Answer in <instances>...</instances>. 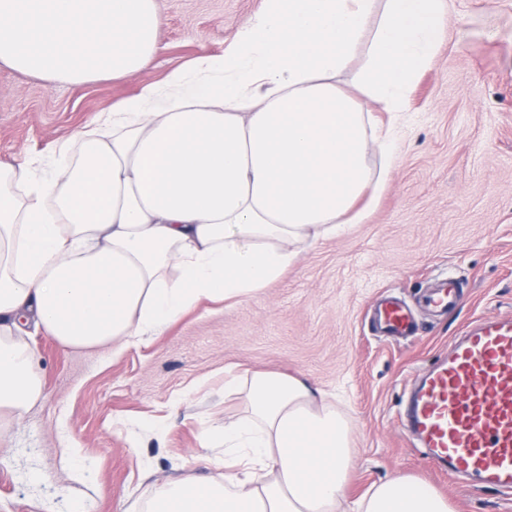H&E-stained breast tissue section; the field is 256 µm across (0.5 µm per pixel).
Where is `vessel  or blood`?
<instances>
[{"mask_svg":"<svg viewBox=\"0 0 512 512\" xmlns=\"http://www.w3.org/2000/svg\"><path fill=\"white\" fill-rule=\"evenodd\" d=\"M460 286L448 276L425 301L454 308ZM382 321L395 335L414 329L396 302L386 304ZM404 426L438 467L512 495V316L481 321L454 342L412 391Z\"/></svg>","mask_w":512,"mask_h":512,"instance_id":"1","label":"vessel or blood"}]
</instances>
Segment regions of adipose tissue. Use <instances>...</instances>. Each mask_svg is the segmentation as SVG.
I'll return each mask as SVG.
<instances>
[{"label":"adipose tissue","mask_w":512,"mask_h":512,"mask_svg":"<svg viewBox=\"0 0 512 512\" xmlns=\"http://www.w3.org/2000/svg\"><path fill=\"white\" fill-rule=\"evenodd\" d=\"M444 2L264 0L223 55L113 103L56 145L50 170L0 162V413L43 397L23 318L67 347L142 343L201 302L257 297L300 250L359 223L399 149L376 114L406 111L434 66ZM162 25L156 0H0V63L54 85L122 79L152 64ZM224 396L244 413L202 433L224 443L218 473L167 479L130 512H344L353 427L335 397L268 372L225 373ZM353 512L454 507L400 474Z\"/></svg>","instance_id":"1"}]
</instances>
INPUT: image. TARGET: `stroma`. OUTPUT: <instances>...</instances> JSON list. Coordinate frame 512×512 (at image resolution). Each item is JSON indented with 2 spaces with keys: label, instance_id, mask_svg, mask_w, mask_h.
I'll list each match as a JSON object with an SVG mask.
<instances>
[{
  "label": "stroma",
  "instance_id": "35a3bbf8",
  "mask_svg": "<svg viewBox=\"0 0 512 512\" xmlns=\"http://www.w3.org/2000/svg\"><path fill=\"white\" fill-rule=\"evenodd\" d=\"M452 16L433 68L416 81L397 119L400 147L367 218L303 251L257 297L204 304L145 344L69 348L47 334L29 342L45 399L0 422V512H44L57 494L93 512H128L167 477L206 475L224 446L198 458L204 428L238 411L224 372L304 377L336 394L354 424L355 500L407 473L447 496L456 512H512V498L435 466L402 425L419 376L479 320L512 314V0H445ZM160 50L145 71L74 88L0 64V161L49 163L113 102L163 81L193 58L223 55L263 0H157ZM460 278L462 298L436 315L421 295L440 276ZM414 312L415 335L377 333V303ZM92 461L77 474L71 454ZM44 483L29 481L31 471Z\"/></svg>",
  "mask_w": 512,
  "mask_h": 512
}]
</instances>
